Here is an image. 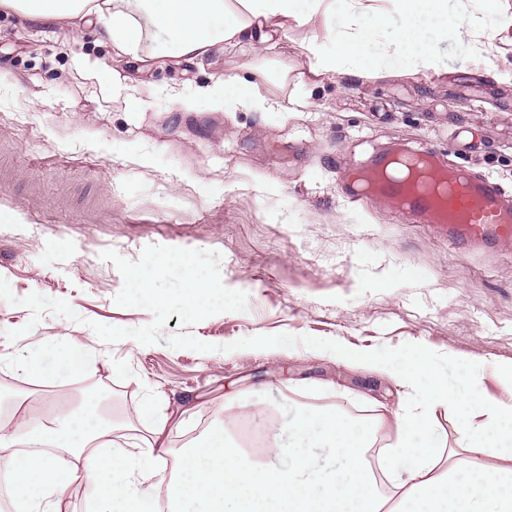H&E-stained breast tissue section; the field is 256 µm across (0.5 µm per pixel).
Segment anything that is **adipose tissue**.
I'll use <instances>...</instances> for the list:
<instances>
[{
    "mask_svg": "<svg viewBox=\"0 0 512 512\" xmlns=\"http://www.w3.org/2000/svg\"><path fill=\"white\" fill-rule=\"evenodd\" d=\"M427 0H398L409 24L400 38L411 57L435 63L433 40L420 31L428 22ZM327 0H310L297 13L295 0H0V4L40 21L92 18L120 54L142 62L153 57L150 33L167 36L174 56L189 62L230 41L266 43L274 19L302 25ZM370 30L343 41L338 52L308 46L314 73L339 71L349 59L365 69ZM241 105L269 109L258 84L227 78L195 89L184 102L189 111ZM101 340L79 342L67 336L44 344L18 367L36 378L57 371L80 373L95 357ZM316 354L337 364L389 377L407 400L392 418L356 420L337 408H308L282 427L281 437L261 453L248 455L216 432L174 458H167L171 416L154 403L148 437L125 448L110 438L112 427L98 405L66 411L51 402L0 413V451L11 450L13 493L21 512H61L69 486L89 487L98 512H512V361L498 364L502 396L482 393L481 358L463 364L456 383L433 372L436 356L429 345L406 349H355L340 341L317 346ZM451 418L453 431L441 430ZM390 427L394 439L377 465L367 452L376 433ZM331 449L326 463L314 451Z\"/></svg>",
    "mask_w": 512,
    "mask_h": 512,
    "instance_id": "obj_1",
    "label": "adipose tissue"
}]
</instances>
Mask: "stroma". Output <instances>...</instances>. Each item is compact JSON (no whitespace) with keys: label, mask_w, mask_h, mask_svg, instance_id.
<instances>
[{"label":"stroma","mask_w":512,"mask_h":512,"mask_svg":"<svg viewBox=\"0 0 512 512\" xmlns=\"http://www.w3.org/2000/svg\"><path fill=\"white\" fill-rule=\"evenodd\" d=\"M330 15L289 23L268 43L225 44L202 61L174 59L157 36L148 65L117 54L94 28L34 21L0 7V278L12 293L66 300L79 321L0 299V391L66 409L93 388L111 391L113 440L142 437L141 407L156 400L181 420L169 443L240 424L279 427L299 407L354 417L404 400L392 380L336 365L306 347L291 356L218 345L288 332L353 346L422 340L446 377L449 356L486 363L483 386L500 395L497 364L512 360V248L464 250L380 201L351 206L341 174L405 146L438 150L512 194V0H447L456 29L435 67L402 55L407 20L396 0H332ZM377 65L310 71L306 47L324 50L359 29ZM134 86L135 102L112 92ZM258 83L273 111L236 106L188 112L196 86L225 78ZM148 245L219 252L223 283L247 308L222 312L188 334L202 353L166 343L101 348L82 373L40 379L17 370L56 336L91 335V323L135 328L151 312L122 307L123 279L101 252L138 260ZM24 329L12 342L5 329ZM227 404L218 412V404Z\"/></svg>","instance_id":"1"}]
</instances>
